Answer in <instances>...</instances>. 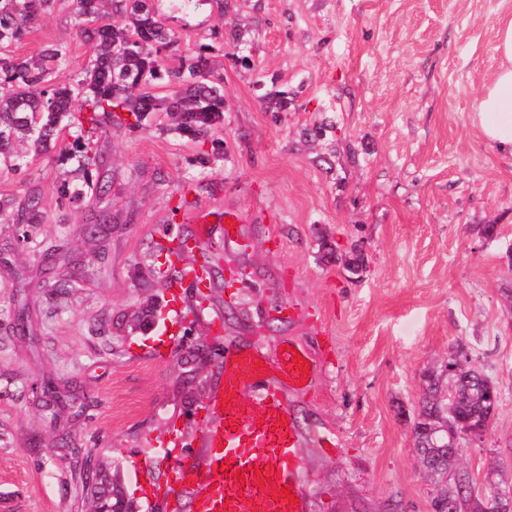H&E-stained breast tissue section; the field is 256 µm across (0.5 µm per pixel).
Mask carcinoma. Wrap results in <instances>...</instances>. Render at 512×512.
Returning a JSON list of instances; mask_svg holds the SVG:
<instances>
[{"label":"carcinoma","instance_id":"cac0c4a2","mask_svg":"<svg viewBox=\"0 0 512 512\" xmlns=\"http://www.w3.org/2000/svg\"><path fill=\"white\" fill-rule=\"evenodd\" d=\"M64 0H0V173L17 174L27 168L28 154L18 145L26 144L37 155L49 151L51 141L61 131L70 129L72 142L60 154L63 164L74 163L70 176L57 189L59 208L89 207L87 233L95 236L112 223V213L96 208L109 194L111 177L103 165L99 141L92 131L109 133L120 116L116 110L134 115L137 129L155 112L166 115L170 126L180 136L193 141L209 140L210 163L224 159V144L213 137L224 124V86L212 77L214 58L223 45L200 44L179 55V69L165 67L164 57L178 51V37L165 24L152 0H70V7L80 32L95 40L94 54L83 75L73 84L53 79L55 69L69 57V46L47 44L27 58L16 57L11 47L23 39L40 16L53 12ZM118 14L122 25L99 24ZM177 78L182 91L174 95H156L153 90L171 78ZM267 107L285 112L292 101L291 92L271 86L260 96ZM90 114L91 128L85 129L82 113ZM336 129L323 120L305 130L314 140L327 137ZM31 227L42 223L40 198L31 190L22 197L0 195V222ZM204 263L173 275L157 271L167 285L191 274L200 283L213 277L217 255L201 248ZM448 383H429L421 399L420 412L413 426L414 445L425 474L435 482L448 474L457 461V453L448 448L449 436L440 409L453 400L454 409L465 419L479 420L489 409V393L500 397L496 384L471 364L463 354L448 358ZM452 490H441L435 501L448 499V493L466 501L469 494L468 471H455ZM84 492L95 512H135L134 502L125 497L116 470L98 461L95 470L81 477Z\"/></svg>","mask_w":512,"mask_h":512}]
</instances>
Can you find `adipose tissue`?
I'll list each match as a JSON object with an SVG mask.
<instances>
[{
	"mask_svg": "<svg viewBox=\"0 0 512 512\" xmlns=\"http://www.w3.org/2000/svg\"><path fill=\"white\" fill-rule=\"evenodd\" d=\"M495 50L496 70L477 97L471 120L487 143L512 156V15L498 23Z\"/></svg>",
	"mask_w": 512,
	"mask_h": 512,
	"instance_id": "1",
	"label": "adipose tissue"
}]
</instances>
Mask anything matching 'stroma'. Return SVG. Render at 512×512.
I'll return each mask as SVG.
<instances>
[{
    "label": "stroma",
    "instance_id": "35a3bbf8",
    "mask_svg": "<svg viewBox=\"0 0 512 512\" xmlns=\"http://www.w3.org/2000/svg\"><path fill=\"white\" fill-rule=\"evenodd\" d=\"M232 2L253 49L246 67L217 59L220 165L196 163L210 143L167 130L165 115L113 126L100 143L112 175L105 240L85 235L87 210L57 206L68 134L26 174H0L2 195L38 188L44 215L27 231L0 223V512H93L79 482L89 455L115 461L138 512H193L190 490L157 492L175 458L204 461V407L224 371L187 355L214 348L260 356L271 380L286 349L308 354L307 387L285 394L310 512H434L413 424L429 375L459 352L501 392L461 465L480 494L512 478V157L471 123L512 0ZM175 3L155 0L180 51L210 42L217 0ZM49 43L69 45L55 80L74 82L94 46L67 6L13 51ZM270 84L293 92L287 111L260 102ZM327 116L356 163L327 169L331 139L303 137ZM202 210L210 223L194 222ZM227 211L243 216L230 240ZM181 238L217 254L212 287L155 280L154 263L192 265L187 251L151 258ZM50 252L65 292L41 273ZM149 304L158 326L131 329ZM21 307L32 335L14 329Z\"/></svg>",
    "mask_w": 512,
    "mask_h": 512
}]
</instances>
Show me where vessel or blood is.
<instances>
[{"label": "vessel or blood", "mask_w": 512, "mask_h": 512, "mask_svg": "<svg viewBox=\"0 0 512 512\" xmlns=\"http://www.w3.org/2000/svg\"><path fill=\"white\" fill-rule=\"evenodd\" d=\"M297 348L282 354L278 369L288 384L302 389L307 381ZM256 357L224 355V388L210 396L201 428L205 472L180 464L179 480L189 487L194 512H308L298 478L300 446L295 421L273 384L242 393L261 377ZM250 388V387H249ZM291 499H283V492Z\"/></svg>", "instance_id": "obj_1"}]
</instances>
